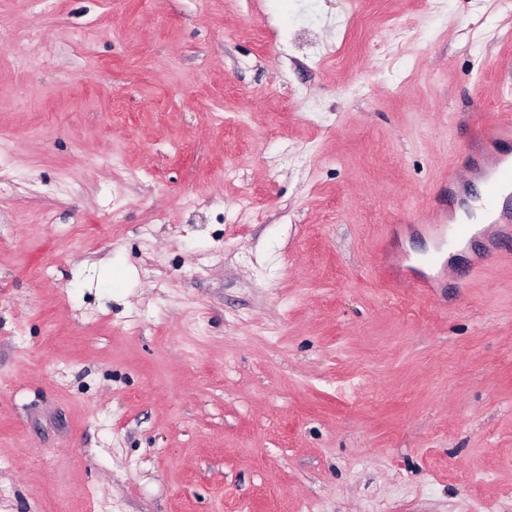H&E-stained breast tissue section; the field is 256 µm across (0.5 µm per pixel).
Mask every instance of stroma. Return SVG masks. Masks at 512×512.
<instances>
[{
    "label": "stroma",
    "instance_id": "1",
    "mask_svg": "<svg viewBox=\"0 0 512 512\" xmlns=\"http://www.w3.org/2000/svg\"><path fill=\"white\" fill-rule=\"evenodd\" d=\"M1 17L0 512H512V262L420 227L512 110V8Z\"/></svg>",
    "mask_w": 512,
    "mask_h": 512
}]
</instances>
